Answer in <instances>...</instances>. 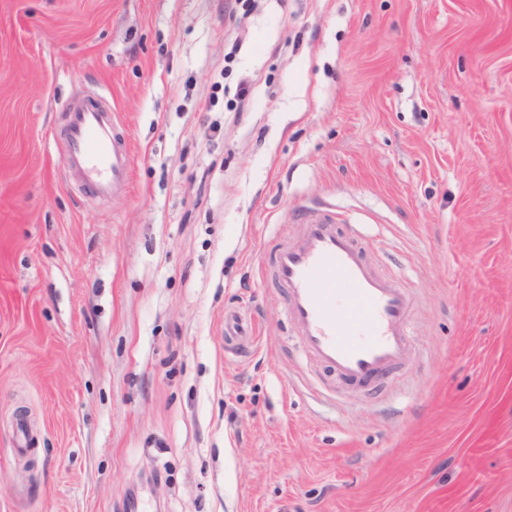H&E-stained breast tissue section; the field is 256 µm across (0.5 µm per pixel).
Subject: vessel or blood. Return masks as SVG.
Wrapping results in <instances>:
<instances>
[{
  "instance_id": "vessel-or-blood-1",
  "label": "vessel or blood",
  "mask_w": 512,
  "mask_h": 512,
  "mask_svg": "<svg viewBox=\"0 0 512 512\" xmlns=\"http://www.w3.org/2000/svg\"><path fill=\"white\" fill-rule=\"evenodd\" d=\"M69 169L97 196L128 186L126 140L102 108L76 107L66 130ZM272 275L287 295V314L298 327L306 358L362 386H371L404 359L411 309L404 288L375 273L354 235L336 228L335 215L312 212L297 239L273 258ZM239 350L254 344L251 324L224 314Z\"/></svg>"
}]
</instances>
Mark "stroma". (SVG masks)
<instances>
[{"instance_id":"1","label":"stroma","mask_w":512,"mask_h":512,"mask_svg":"<svg viewBox=\"0 0 512 512\" xmlns=\"http://www.w3.org/2000/svg\"><path fill=\"white\" fill-rule=\"evenodd\" d=\"M79 97L125 193L67 175ZM325 204L411 296L373 393L306 362L263 273ZM131 492L512 512V0H0V512ZM224 323L228 336H233L239 341L235 349L248 351L253 346L255 337L251 324L232 311L224 312Z\"/></svg>"}]
</instances>
